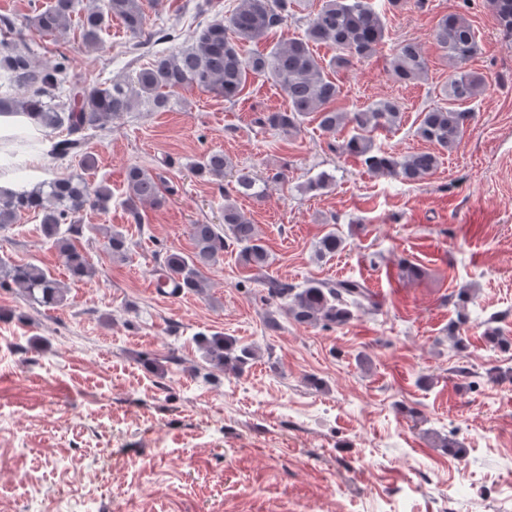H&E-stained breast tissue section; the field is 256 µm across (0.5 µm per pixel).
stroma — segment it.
I'll use <instances>...</instances> for the list:
<instances>
[{
    "label": "stroma",
    "instance_id": "stroma-1",
    "mask_svg": "<svg viewBox=\"0 0 512 512\" xmlns=\"http://www.w3.org/2000/svg\"><path fill=\"white\" fill-rule=\"evenodd\" d=\"M80 0L65 35H27L33 61L66 55L64 88L134 78L154 53L190 43L239 0H143L148 23L174 44L135 46L120 19L85 45ZM456 13L479 50L466 67L485 79L455 150L429 176L401 184L338 152L349 135L307 120L293 135L259 131L260 114L288 107L270 82L249 77L240 97L195 87L170 108L146 106L89 131L80 157H44L32 181L79 174L112 191V207L86 210L76 246L96 274L70 277L36 212L0 229V257L33 263L66 289L64 304H31L0 288V512H512V345L490 348L493 327L512 342V38L487 0H405L384 6L377 53L336 75L338 110L380 99L403 107L399 128L374 143L406 156L426 149L414 130L439 104L451 68L432 34ZM418 41L428 71L405 85L388 71L404 41ZM266 180L263 198H239L270 259L260 270L227 243L204 269L203 293L154 292L158 252L191 254L189 227L216 224L219 184L193 168L212 151ZM140 166L171 193L143 206V224L120 201ZM328 175L319 190L311 184ZM133 243L127 260L99 245L104 227ZM346 240L319 258L328 231ZM418 266L415 279L401 266ZM268 278L365 282L378 307L341 326L301 325L268 302ZM471 289L459 326L458 294ZM278 327L269 329L268 316ZM457 325V324H456ZM255 349L241 374L206 362L198 334Z\"/></svg>",
    "mask_w": 512,
    "mask_h": 512
}]
</instances>
